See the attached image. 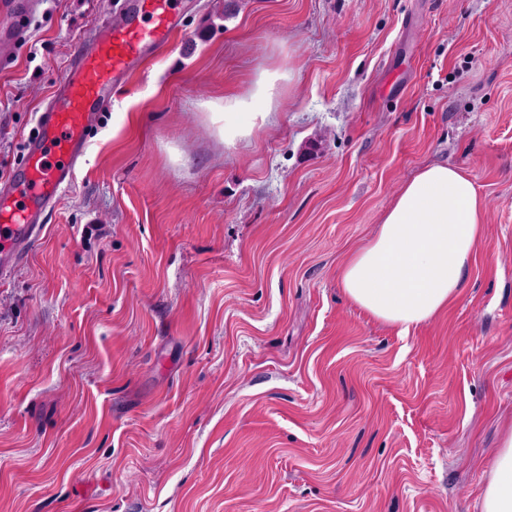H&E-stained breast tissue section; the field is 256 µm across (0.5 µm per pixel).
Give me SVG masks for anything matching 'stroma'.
<instances>
[{"mask_svg": "<svg viewBox=\"0 0 512 512\" xmlns=\"http://www.w3.org/2000/svg\"><path fill=\"white\" fill-rule=\"evenodd\" d=\"M115 0H38L0 172ZM292 78L225 145L205 107ZM485 233L409 335L336 281L404 182ZM512 424V0H184L0 282V512H480Z\"/></svg>", "mask_w": 512, "mask_h": 512, "instance_id": "1", "label": "stroma"}]
</instances>
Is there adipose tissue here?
Returning a JSON list of instances; mask_svg holds the SVG:
<instances>
[{"instance_id":"ef3b65f1","label":"adipose tissue","mask_w":512,"mask_h":512,"mask_svg":"<svg viewBox=\"0 0 512 512\" xmlns=\"http://www.w3.org/2000/svg\"><path fill=\"white\" fill-rule=\"evenodd\" d=\"M290 75L262 70L252 90L210 103L225 145L248 140L268 125ZM485 201L461 169L434 164L405 182L384 212L375 236L352 251L337 283L373 319L401 333L447 311L477 255ZM482 512H512V426L504 430L482 492Z\"/></svg>"}]
</instances>
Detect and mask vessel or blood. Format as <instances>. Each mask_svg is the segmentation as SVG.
<instances>
[{
	"label": "vessel or blood",
	"mask_w": 512,
	"mask_h": 512,
	"mask_svg": "<svg viewBox=\"0 0 512 512\" xmlns=\"http://www.w3.org/2000/svg\"><path fill=\"white\" fill-rule=\"evenodd\" d=\"M182 5V0H126L71 56L26 142L20 168L0 182V280L13 275L40 238L45 211L72 184L113 88L146 56L169 46ZM36 7L37 0H0V62L22 41L24 20Z\"/></svg>",
	"instance_id": "obj_1"
}]
</instances>
